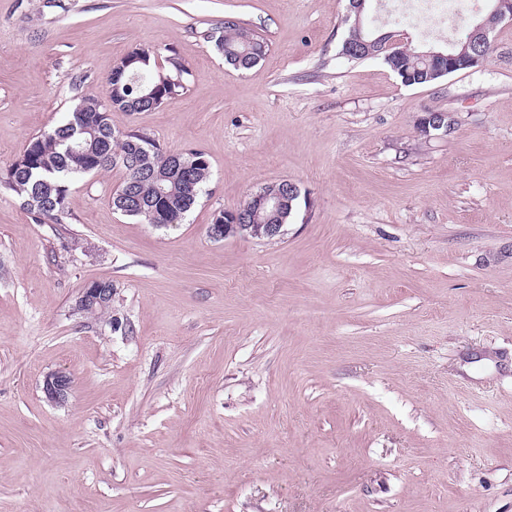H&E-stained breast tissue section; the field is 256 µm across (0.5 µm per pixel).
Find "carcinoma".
Returning a JSON list of instances; mask_svg holds the SVG:
<instances>
[{
    "instance_id": "obj_1",
    "label": "carcinoma",
    "mask_w": 512,
    "mask_h": 512,
    "mask_svg": "<svg viewBox=\"0 0 512 512\" xmlns=\"http://www.w3.org/2000/svg\"><path fill=\"white\" fill-rule=\"evenodd\" d=\"M216 47L224 60L236 69L246 70L261 61L269 50L264 38L241 26L237 21H224V31L216 40ZM342 54L351 60L384 55L385 63L406 85H427L443 77L448 60L426 54L424 50L399 47L387 50L377 41V36L365 26L351 23L342 44ZM128 56L134 59L129 67L116 64L106 80L103 96L83 95L79 107L69 118L53 130L33 137L23 154L9 167L4 185L22 199L23 205L33 213L39 224H57L65 211L69 184L81 177L93 176L110 168L124 170L121 186L131 185V191L139 199L151 204L143 210L124 207L113 199L114 207L123 215L136 218L159 228H167L183 221L187 212L197 203L204 186L210 179V162L200 150L181 153L183 167L172 170L167 166L163 150L147 133L133 131L123 133L112 129L108 112H145L156 110L169 99L184 90L179 80L181 64L174 58L168 66H161L156 55L148 48L135 47ZM139 72L157 83L164 82L162 99L143 98L134 80ZM80 143V151L71 146ZM153 147L152 174L140 177L127 171L123 164L114 160L138 157L143 149ZM298 205V199L278 213L259 210L252 198H247L231 212L219 211L213 223L238 219L242 224H286Z\"/></svg>"
}]
</instances>
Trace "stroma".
Listing matches in <instances>:
<instances>
[{
    "label": "stroma",
    "instance_id": "35a3bbf8",
    "mask_svg": "<svg viewBox=\"0 0 512 512\" xmlns=\"http://www.w3.org/2000/svg\"><path fill=\"white\" fill-rule=\"evenodd\" d=\"M488 11L429 35L381 0L364 15L447 49ZM349 12L0 0V175L135 47L177 58L184 90L113 128L211 164L170 229L113 209L117 168L72 183L57 224L0 184V512H512V24L480 66L408 86L342 55ZM228 16L265 61L225 64ZM429 111L448 132L421 133ZM282 179L283 236L210 238ZM92 280L111 315L78 310ZM72 378L63 371H54L44 377L43 392L48 401L64 405L72 391Z\"/></svg>",
    "mask_w": 512,
    "mask_h": 512
}]
</instances>
